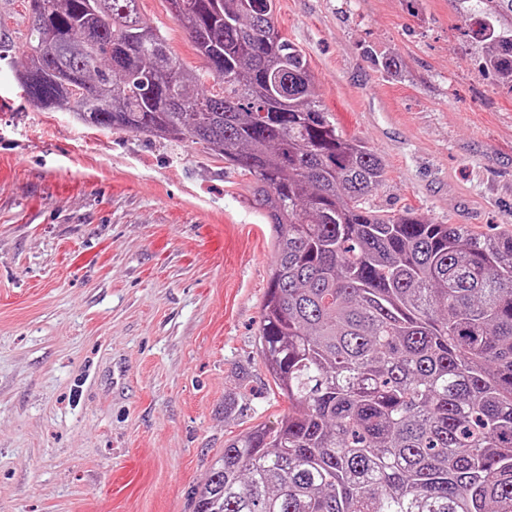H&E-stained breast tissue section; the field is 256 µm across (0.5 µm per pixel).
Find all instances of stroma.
I'll list each match as a JSON object with an SVG mask.
<instances>
[{"label": "stroma", "instance_id": "35a3bbf8", "mask_svg": "<svg viewBox=\"0 0 512 512\" xmlns=\"http://www.w3.org/2000/svg\"><path fill=\"white\" fill-rule=\"evenodd\" d=\"M138 10L203 68L165 0ZM273 21L382 159L371 209L512 232V94L454 0H276ZM23 51L0 62V512H192L225 440L288 410L258 345L266 209L197 145L38 109Z\"/></svg>", "mask_w": 512, "mask_h": 512}]
</instances>
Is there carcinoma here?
Here are the masks:
<instances>
[{
  "label": "carcinoma",
  "mask_w": 512,
  "mask_h": 512,
  "mask_svg": "<svg viewBox=\"0 0 512 512\" xmlns=\"http://www.w3.org/2000/svg\"><path fill=\"white\" fill-rule=\"evenodd\" d=\"M137 0H28V100L199 144L253 177L276 233L259 328L288 413L227 440L192 512H512V233L365 204L383 165L316 104L275 0H166L193 74ZM512 85V0H457Z\"/></svg>",
  "instance_id": "carcinoma-1"
}]
</instances>
